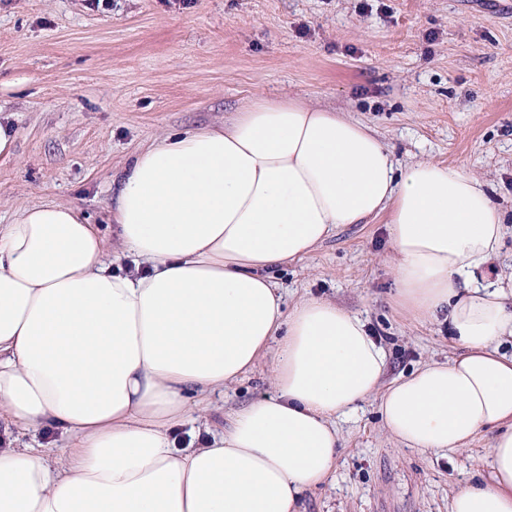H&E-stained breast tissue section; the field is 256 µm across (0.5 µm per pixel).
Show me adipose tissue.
Wrapping results in <instances>:
<instances>
[{"instance_id":"ef3b65f1","label":"adipose tissue","mask_w":512,"mask_h":512,"mask_svg":"<svg viewBox=\"0 0 512 512\" xmlns=\"http://www.w3.org/2000/svg\"><path fill=\"white\" fill-rule=\"evenodd\" d=\"M124 253L74 208L46 202L0 225V412L55 425V465L0 448V512H301L328 483L335 419L377 398L386 429L423 452L495 433L487 482L448 512H512V278L492 266L505 218L460 165L396 169L366 125L260 97L223 128L139 152L110 207ZM390 224L394 304L446 312L457 355L384 382L365 322L310 297L285 309L270 270L303 260L344 224ZM271 356L273 395L200 448L173 430Z\"/></svg>"}]
</instances>
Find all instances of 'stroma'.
<instances>
[{
    "mask_svg": "<svg viewBox=\"0 0 512 512\" xmlns=\"http://www.w3.org/2000/svg\"><path fill=\"white\" fill-rule=\"evenodd\" d=\"M258 97H289L360 121L396 168L461 165L505 213L492 265L512 275V0H0V117L19 130L0 158V224L23 207H74L117 245L109 208L120 173L157 140L223 127ZM386 216L345 224L303 261L271 272L286 307L328 299L365 322L386 380L451 359L445 317L396 309ZM270 361L233 384L182 443L273 394ZM335 478L304 512H448L489 478L491 433L439 454L402 446L377 398L338 419Z\"/></svg>",
    "mask_w": 512,
    "mask_h": 512,
    "instance_id": "1",
    "label": "stroma"
}]
</instances>
